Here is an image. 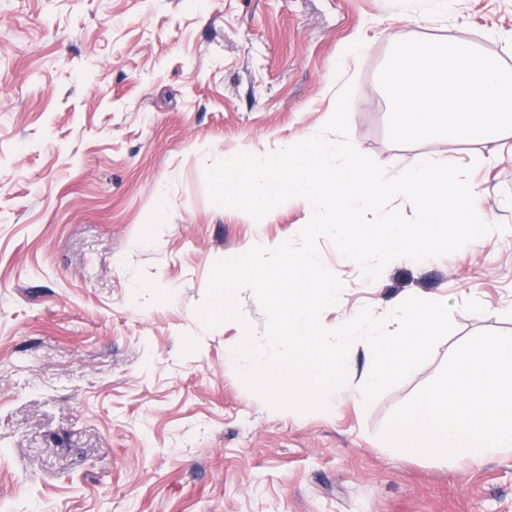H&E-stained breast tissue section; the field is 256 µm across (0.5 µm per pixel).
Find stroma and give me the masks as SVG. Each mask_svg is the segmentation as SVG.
Returning a JSON list of instances; mask_svg holds the SVG:
<instances>
[{
	"label": "stroma",
	"mask_w": 512,
	"mask_h": 512,
	"mask_svg": "<svg viewBox=\"0 0 512 512\" xmlns=\"http://www.w3.org/2000/svg\"><path fill=\"white\" fill-rule=\"evenodd\" d=\"M397 0H0V512H512V455L387 454L394 411L484 331L512 334V149L388 136L378 82L394 35H454L512 69V0L396 22ZM355 148L393 172L419 154L473 165L501 231L378 279L325 236L332 324L417 296L452 333L373 403L276 409L226 351L266 335L196 313L216 261L296 240L292 199L262 219L210 201L208 165L326 123L344 43ZM162 222H155L156 209Z\"/></svg>",
	"instance_id": "1"
}]
</instances>
